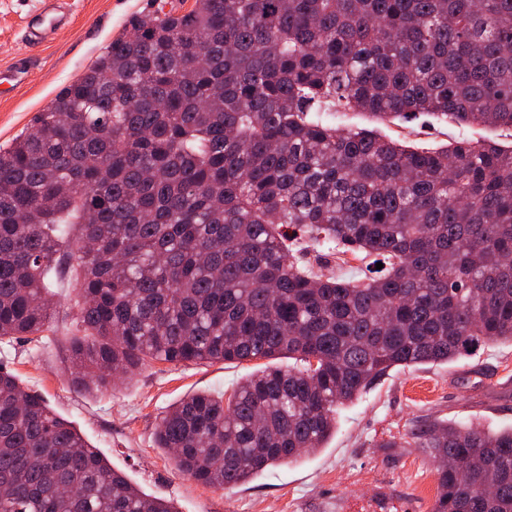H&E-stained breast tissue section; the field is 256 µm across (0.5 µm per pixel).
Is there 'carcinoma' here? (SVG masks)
Wrapping results in <instances>:
<instances>
[{"mask_svg": "<svg viewBox=\"0 0 512 512\" xmlns=\"http://www.w3.org/2000/svg\"><path fill=\"white\" fill-rule=\"evenodd\" d=\"M135 15L0 146V342L82 298L85 389L175 365L288 356L156 426L178 472L232 491L299 461L394 368L512 344V148L338 127L428 115L512 134V0H194ZM312 246L374 258L349 281ZM431 512H512V427L424 421ZM0 512H177L0 362Z\"/></svg>", "mask_w": 512, "mask_h": 512, "instance_id": "carcinoma-1", "label": "carcinoma"}]
</instances>
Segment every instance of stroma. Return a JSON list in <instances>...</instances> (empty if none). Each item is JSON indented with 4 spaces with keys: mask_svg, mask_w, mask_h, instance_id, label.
<instances>
[{
    "mask_svg": "<svg viewBox=\"0 0 512 512\" xmlns=\"http://www.w3.org/2000/svg\"><path fill=\"white\" fill-rule=\"evenodd\" d=\"M71 27L35 51L21 43L27 13L39 0H0V70L29 57L20 81L0 85V146L26 130L60 90L89 68L135 13H149L154 0H67ZM339 126L378 129L410 146L436 148L468 136L501 145L512 138L486 128L442 122L378 124L371 116L339 112ZM79 296L57 289L52 330L42 342L14 340L0 348V362L40 393L111 465L149 494L179 512H430L437 494L435 467L408 445L414 422L459 420L480 427L512 426V346L497 344L476 356L441 367L394 371L374 383L338 416L324 448L293 464H281L233 491L195 483L177 472L155 443V429L169 408L188 395L229 393L262 368L238 364L174 365L153 361L132 378L102 391H88L70 374V345L84 337L77 324Z\"/></svg>",
    "mask_w": 512,
    "mask_h": 512,
    "instance_id": "obj_1",
    "label": "stroma"
}]
</instances>
